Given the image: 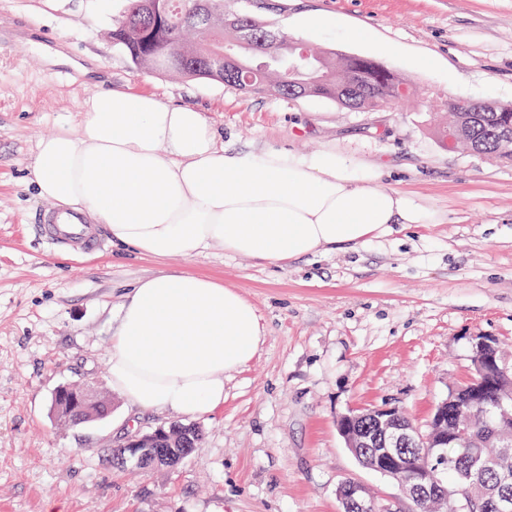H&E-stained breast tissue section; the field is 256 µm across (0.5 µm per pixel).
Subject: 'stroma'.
Returning <instances> with one entry per match:
<instances>
[{
	"label": "stroma",
	"instance_id": "stroma-1",
	"mask_svg": "<svg viewBox=\"0 0 512 512\" xmlns=\"http://www.w3.org/2000/svg\"><path fill=\"white\" fill-rule=\"evenodd\" d=\"M125 0H0V512H340L337 487L366 486L407 512L396 483L348 451L337 419L390 405L426 428L473 374L469 338L494 336L512 367V162L443 145L447 98L512 105V0H224L269 28L405 78L404 99L363 112L318 98L249 95L209 79L139 68L112 42ZM314 17L321 25L300 29ZM366 32L363 41L346 30ZM63 50L70 65L43 53ZM94 62V79L77 65ZM190 104L233 148L332 146L378 165V188L415 195L440 223L395 225L365 245L265 265L215 247L192 258L51 250L49 202L23 180L38 141L98 88ZM239 290L264 327L224 381V405L189 419L136 410L108 356L130 286L162 273ZM87 384L111 414L54 419V391ZM193 425L202 439L173 467L113 465L133 433Z\"/></svg>",
	"mask_w": 512,
	"mask_h": 512
}]
</instances>
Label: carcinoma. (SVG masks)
<instances>
[{"label":"carcinoma","instance_id":"carcinoma-1","mask_svg":"<svg viewBox=\"0 0 512 512\" xmlns=\"http://www.w3.org/2000/svg\"><path fill=\"white\" fill-rule=\"evenodd\" d=\"M126 2L124 11L112 25L113 42L140 67L165 69L188 78L228 82L224 73L207 67V60L221 59L224 52L239 49L246 31L268 32L247 13H224V0H208L210 12L205 20L194 11L196 0H167L166 12L156 28L152 27L149 0ZM303 48L310 56L313 69L302 74H295L286 66L263 67L244 49L240 55L243 70L233 81L246 79L259 92L275 93L286 86L290 88V97L328 98L360 110H372L376 105L368 98L342 93L348 78L358 76L386 97L391 96V90L404 85L403 79L375 60L354 56L336 58L306 43ZM448 116V123L437 130L442 142L512 160V107L497 106L492 112H481L472 100L450 98ZM469 387L470 383H465L448 398V425L464 421L470 442L466 447L448 449V453L458 458V466L443 472L441 479L448 488V497L471 502L469 512H491L487 508L490 501L504 494L512 497V453L501 458L502 464L497 469L478 475L472 485L460 481V471L474 467L475 461L493 451V442L486 436L488 426L496 425L503 433L512 431V404L503 409L496 404L502 394H512V371L506 370L487 385L479 404L470 401ZM200 439L198 428H178L170 437L173 455L185 452V445H198Z\"/></svg>","mask_w":512,"mask_h":512}]
</instances>
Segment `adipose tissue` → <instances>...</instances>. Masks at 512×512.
Segmentation results:
<instances>
[{
  "label": "adipose tissue",
  "mask_w": 512,
  "mask_h": 512,
  "mask_svg": "<svg viewBox=\"0 0 512 512\" xmlns=\"http://www.w3.org/2000/svg\"><path fill=\"white\" fill-rule=\"evenodd\" d=\"M80 123L81 136L62 129L38 142L26 183L59 206V222L85 216L130 254L190 258L220 246L280 265L440 220L413 196L377 190L379 167L335 150L225 147L189 104L101 89ZM261 337L234 288L186 272L140 280L112 335V387L138 410L208 415Z\"/></svg>",
  "instance_id": "1"
}]
</instances>
